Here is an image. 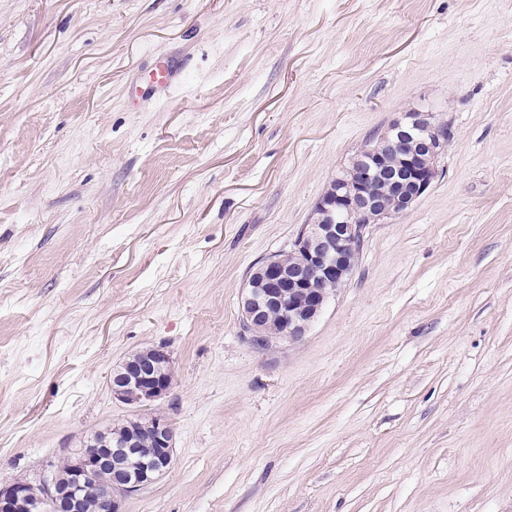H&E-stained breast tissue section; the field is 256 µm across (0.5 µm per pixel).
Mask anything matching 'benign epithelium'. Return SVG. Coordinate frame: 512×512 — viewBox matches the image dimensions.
Instances as JSON below:
<instances>
[{
	"mask_svg": "<svg viewBox=\"0 0 512 512\" xmlns=\"http://www.w3.org/2000/svg\"><path fill=\"white\" fill-rule=\"evenodd\" d=\"M448 146V127L430 112H401L375 148L355 157L350 176L338 177L316 202L296 241L298 258L277 255L257 265L242 300L243 322L254 346L273 335L290 341L306 336L325 304L322 281L343 283L353 269L355 245L365 227L393 219L413 207L436 176ZM172 362L164 346L131 355L112 369V398L147 407L165 397ZM174 451V428L160 416L131 418L121 437L96 432L74 456L67 480L48 475L41 483L0 486V512H81L85 497L98 512H122V501L162 477Z\"/></svg>",
	"mask_w": 512,
	"mask_h": 512,
	"instance_id": "obj_1",
	"label": "benign epithelium"
}]
</instances>
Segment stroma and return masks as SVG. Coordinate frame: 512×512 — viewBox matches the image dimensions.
I'll return each instance as SVG.
<instances>
[{"label": "stroma", "instance_id": "obj_1", "mask_svg": "<svg viewBox=\"0 0 512 512\" xmlns=\"http://www.w3.org/2000/svg\"><path fill=\"white\" fill-rule=\"evenodd\" d=\"M414 109L431 187L254 346L251 268ZM158 345L173 460L123 512H512V0H0V483Z\"/></svg>", "mask_w": 512, "mask_h": 512}]
</instances>
